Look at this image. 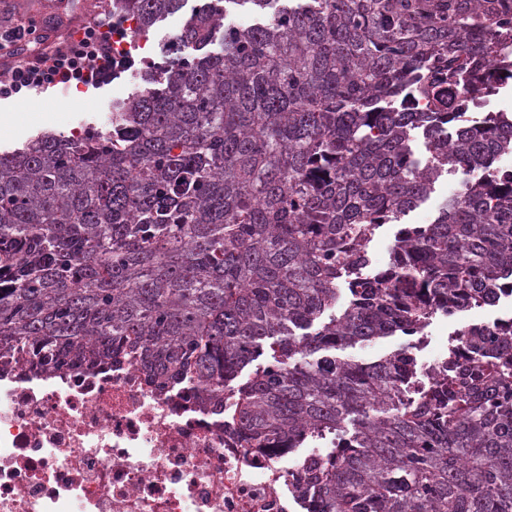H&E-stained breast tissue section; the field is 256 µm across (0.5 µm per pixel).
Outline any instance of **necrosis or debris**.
Here are the masks:
<instances>
[{
  "instance_id": "obj_1",
  "label": "necrosis or debris",
  "mask_w": 512,
  "mask_h": 512,
  "mask_svg": "<svg viewBox=\"0 0 512 512\" xmlns=\"http://www.w3.org/2000/svg\"><path fill=\"white\" fill-rule=\"evenodd\" d=\"M412 394L448 367L429 351ZM302 455L249 447L212 406L146 382L138 366L0 369V512H304Z\"/></svg>"
}]
</instances>
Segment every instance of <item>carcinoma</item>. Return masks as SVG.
I'll return each instance as SVG.
<instances>
[{"instance_id":"carcinoma-1","label":"carcinoma","mask_w":512,"mask_h":512,"mask_svg":"<svg viewBox=\"0 0 512 512\" xmlns=\"http://www.w3.org/2000/svg\"><path fill=\"white\" fill-rule=\"evenodd\" d=\"M186 2L112 17L147 34ZM176 41L107 126L0 153V356L229 390L251 448L340 434L302 475L315 512H512V326L459 334L412 402L407 349L336 355L512 291V118L444 111L512 82V3L202 0ZM459 169L480 175L360 278L376 230Z\"/></svg>"}]
</instances>
